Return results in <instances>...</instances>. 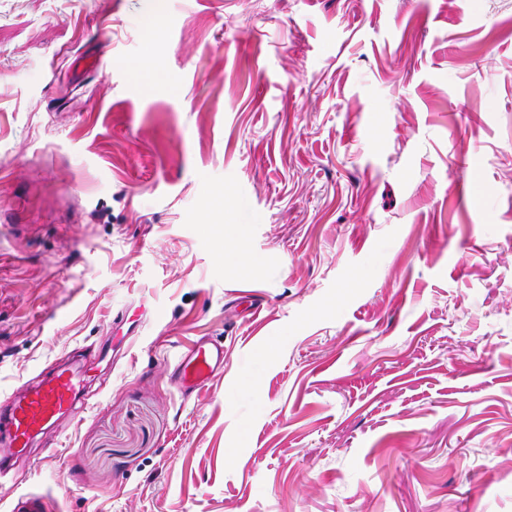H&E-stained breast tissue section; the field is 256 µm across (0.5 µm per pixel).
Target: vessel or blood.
<instances>
[{
    "instance_id": "vessel-or-blood-1",
    "label": "vessel or blood",
    "mask_w": 512,
    "mask_h": 512,
    "mask_svg": "<svg viewBox=\"0 0 512 512\" xmlns=\"http://www.w3.org/2000/svg\"><path fill=\"white\" fill-rule=\"evenodd\" d=\"M224 368V348L216 342H197L175 361L174 383L192 392L208 385ZM86 385V372L77 364L54 365L41 379L13 390L0 405V483L9 481L17 460L45 431L66 418H78V405ZM45 494L22 492L12 498L6 512H52Z\"/></svg>"
}]
</instances>
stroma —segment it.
I'll list each match as a JSON object with an SVG mask.
<instances>
[{"instance_id":"1","label":"stroma","mask_w":512,"mask_h":512,"mask_svg":"<svg viewBox=\"0 0 512 512\" xmlns=\"http://www.w3.org/2000/svg\"><path fill=\"white\" fill-rule=\"evenodd\" d=\"M114 345L1 505L512 512V0H0V402ZM224 368V348L217 342H197L178 355L171 379L186 392L208 385ZM52 510H55V506L47 495L27 491L12 498L5 512H50Z\"/></svg>"}]
</instances>
